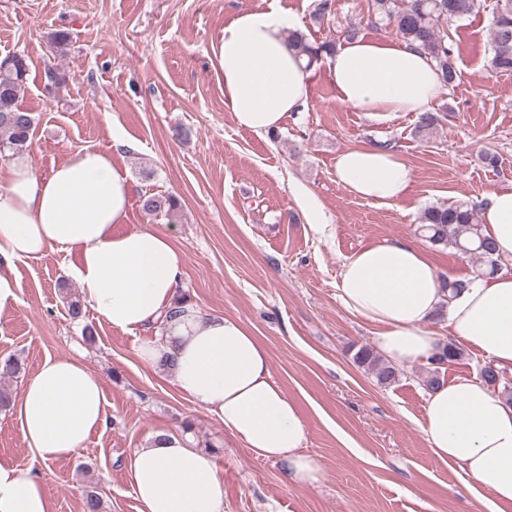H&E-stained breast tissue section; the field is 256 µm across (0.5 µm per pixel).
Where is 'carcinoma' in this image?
Instances as JSON below:
<instances>
[{
    "label": "carcinoma",
    "mask_w": 512,
    "mask_h": 512,
    "mask_svg": "<svg viewBox=\"0 0 512 512\" xmlns=\"http://www.w3.org/2000/svg\"><path fill=\"white\" fill-rule=\"evenodd\" d=\"M481 7V0H372L373 26L388 28L411 46L427 53L441 72L444 86L453 84L457 77L453 62V45L448 43L445 26L454 19H462ZM334 11V0H317L311 20L321 24ZM288 43L307 59L311 67L321 54L335 50L336 42H309L306 34L294 30L288 34ZM70 43V33L58 31L50 40L49 55L44 58L51 75L47 79L60 85L65 81L52 65V57ZM490 66L503 73H512V0H501L493 13L491 23ZM28 72L24 56L15 54L0 62V156L18 155L29 148L35 118L19 104L20 92ZM172 196L150 195L143 199L142 208L151 216H169L177 209ZM418 232L436 246L453 249L459 256L476 260L487 274L502 269L501 260L495 256L491 242L481 232L475 209L465 201L449 205L432 206L421 216ZM355 362L371 371L377 383L389 386L398 378V369L377 355L372 349L361 346L355 352ZM18 358H0V381L20 373ZM480 377L493 387L502 386L501 393L512 400V382L492 365L483 366Z\"/></svg>",
    "instance_id": "cac0c4a2"
}]
</instances>
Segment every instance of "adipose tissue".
<instances>
[{"instance_id": "adipose-tissue-1", "label": "adipose tissue", "mask_w": 512, "mask_h": 512, "mask_svg": "<svg viewBox=\"0 0 512 512\" xmlns=\"http://www.w3.org/2000/svg\"><path fill=\"white\" fill-rule=\"evenodd\" d=\"M293 25L283 12H244L213 43L224 104L237 127L267 133L306 107L311 72L288 44ZM322 64L339 99L363 112H422L444 90L427 54L383 37L346 41ZM335 172L351 194L388 203L404 196L412 177L402 157L369 146L343 151ZM133 190L108 152H77L45 175L33 156L11 162L0 183V310L16 299L15 262L49 250L77 252L72 275L98 322L131 333L165 323L163 340L143 341L139 357L168 371L185 398L249 451L281 463L285 483H319L322 467L304 451L306 423L246 325L189 305L168 318L184 261L166 235L118 231ZM481 222L497 256L512 260V189L488 196ZM464 282L461 292L448 294L421 248L384 241L345 259L336 296L374 326L373 349L394 366L430 363L451 342L512 372V274H470ZM442 316L444 337L432 328ZM16 409L28 447L45 464L72 455L107 421L102 382L77 358L46 357ZM422 432L435 459L460 467L498 512L512 506V402L500 392L468 377L440 382L427 394ZM128 470L139 512H224L216 457L186 438L154 432L133 449ZM0 512H52L32 468L0 466Z\"/></svg>"}]
</instances>
